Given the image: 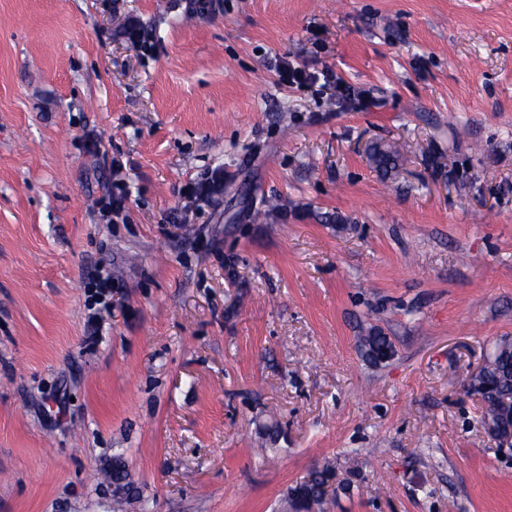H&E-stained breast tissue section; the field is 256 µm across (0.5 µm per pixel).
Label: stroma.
Listing matches in <instances>:
<instances>
[{
    "instance_id": "1",
    "label": "stroma",
    "mask_w": 512,
    "mask_h": 512,
    "mask_svg": "<svg viewBox=\"0 0 512 512\" xmlns=\"http://www.w3.org/2000/svg\"><path fill=\"white\" fill-rule=\"evenodd\" d=\"M210 3L0 0V512H512V0ZM279 81L282 84L295 85L297 87L302 85L314 84L317 78L310 73H307L305 68L294 66L286 61L282 62L278 67ZM359 351L369 363L379 365L385 362V356L390 359L394 354V346L388 336L375 327H369L364 336H359ZM475 393L481 398L485 410L484 420L494 423L512 401V343L504 341L489 358L482 377L475 382ZM336 480L337 473L331 464L316 467L287 489L286 503L294 512H312L307 509L324 504L330 492L335 491Z\"/></svg>"
}]
</instances>
